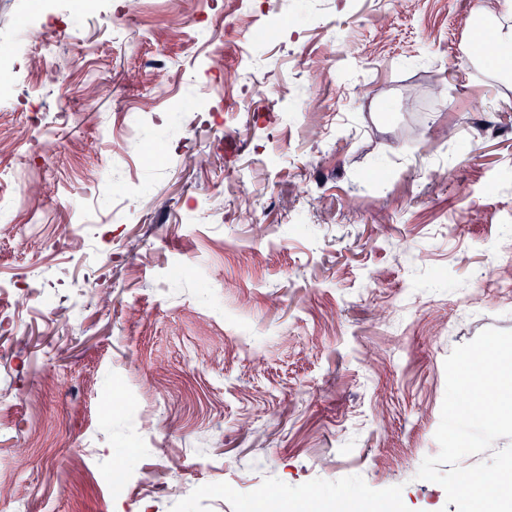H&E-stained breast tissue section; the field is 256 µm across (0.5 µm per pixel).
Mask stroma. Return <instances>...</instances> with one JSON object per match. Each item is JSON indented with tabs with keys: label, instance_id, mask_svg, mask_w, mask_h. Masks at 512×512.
I'll use <instances>...</instances> for the list:
<instances>
[{
	"label": "stroma",
	"instance_id": "obj_1",
	"mask_svg": "<svg viewBox=\"0 0 512 512\" xmlns=\"http://www.w3.org/2000/svg\"><path fill=\"white\" fill-rule=\"evenodd\" d=\"M33 5L0 0V196L39 184L0 280L51 301L0 292V512H263L254 477L289 512H457L417 472L445 359L512 330V80L466 48L501 0Z\"/></svg>",
	"mask_w": 512,
	"mask_h": 512
}]
</instances>
